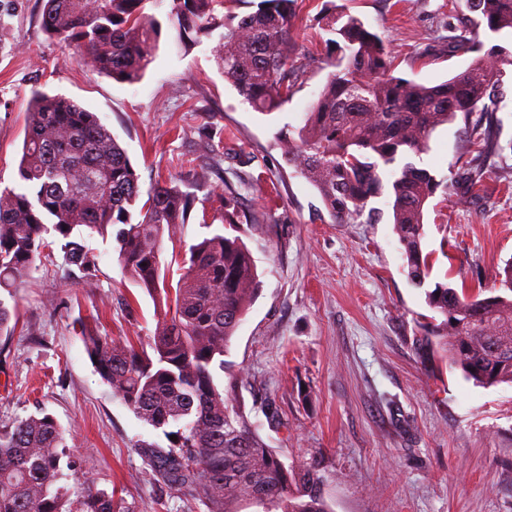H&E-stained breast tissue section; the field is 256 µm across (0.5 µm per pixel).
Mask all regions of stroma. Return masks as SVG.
Listing matches in <instances>:
<instances>
[{
  "instance_id": "35a3bbf8",
  "label": "stroma",
  "mask_w": 512,
  "mask_h": 512,
  "mask_svg": "<svg viewBox=\"0 0 512 512\" xmlns=\"http://www.w3.org/2000/svg\"><path fill=\"white\" fill-rule=\"evenodd\" d=\"M45 0H0V184L15 186L24 112L33 89L96 112L126 148L142 186L178 182L194 198L175 236L191 244L221 227L217 193L239 197V234L261 292L224 356L248 382L239 397L252 419L275 402L284 421L263 428L289 459L319 463L333 512H512V384L481 387L442 359L414 351L430 317L423 289L403 271L390 218L335 224L317 190L285 161L279 132H293L333 70L335 53L317 24L334 6L360 17L395 52V75L434 85L472 54L449 52V28L467 10L454 0H298L294 54L310 59L304 83L271 115L255 112L225 81L220 32L190 49L176 41L169 4L147 5L160 47L130 84L80 65L41 26ZM463 120L438 128L417 157L441 185L425 211L431 282L472 295L493 288L512 261V153L487 159L476 184L457 182ZM99 270L86 276L55 250L6 298L16 309L0 339V422L52 415L72 458L92 455V474L71 471L70 500L116 490L126 512L187 509L157 481L137 445L156 433L96 373L82 339L95 329L148 342L154 304L124 275L113 241L89 238Z\"/></svg>"
}]
</instances>
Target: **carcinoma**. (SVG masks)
Returning a JSON list of instances; mask_svg holds the SVG:
<instances>
[{
	"label": "carcinoma",
	"mask_w": 512,
	"mask_h": 512,
	"mask_svg": "<svg viewBox=\"0 0 512 512\" xmlns=\"http://www.w3.org/2000/svg\"><path fill=\"white\" fill-rule=\"evenodd\" d=\"M149 0H46L42 25L72 49L88 69L134 83L153 62L161 24L145 12ZM240 0H172L170 19L180 43L190 46L219 27L218 64L255 111L281 109L303 83L307 64L291 62L297 0H258L256 10L235 12ZM474 16L448 37L454 53L480 51V28L512 32V0H465ZM224 9L217 17V7ZM339 51L334 71L305 112L296 136L278 135L288 165L307 179L335 224H376L370 206L388 196L394 232L404 248V271L417 288L430 278L423 251L424 209L440 181L402 156H418L432 133L462 117L468 138L464 181L480 178L496 143L506 91L494 47L448 80L426 86L393 75L389 44L352 14L331 10L318 20ZM19 185L0 190V288H13L38 259L53 261L63 240L65 262L90 274L97 256L84 236L115 240L117 261L156 306L149 349L84 333L89 357L119 399L143 423L169 439L166 449L144 442L139 450L154 475L190 505L207 512H331L324 475L312 464L287 462L266 444L261 424L238 398L247 383L241 368L218 385L231 339L258 295L252 253L221 229L188 246L176 287L166 285L164 236L185 223L192 204L176 182L156 183L142 194L125 148L99 116L74 100L35 90L25 112L17 167ZM224 222L233 229L238 196L220 195ZM440 322L417 337L423 361L435 353L467 380L490 387L512 384V264L490 295L459 294L447 284L425 290ZM177 439L172 440L170 436ZM63 431L48 414L17 418L0 427V512H123L114 494L95 491L67 504Z\"/></svg>",
	"instance_id": "carcinoma-1"
}]
</instances>
